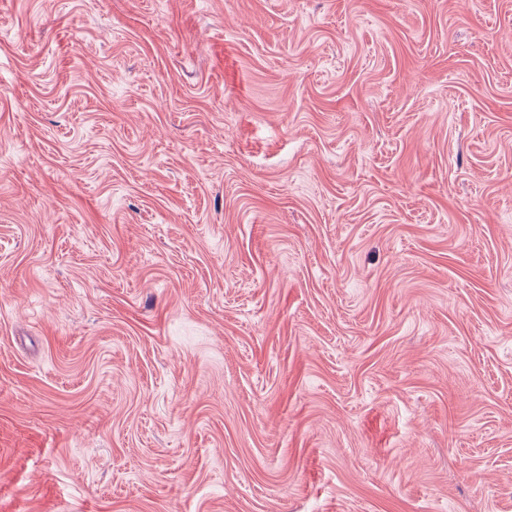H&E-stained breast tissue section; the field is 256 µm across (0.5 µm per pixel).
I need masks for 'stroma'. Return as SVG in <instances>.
I'll use <instances>...</instances> for the list:
<instances>
[{
  "instance_id": "35a3bbf8",
  "label": "stroma",
  "mask_w": 512,
  "mask_h": 512,
  "mask_svg": "<svg viewBox=\"0 0 512 512\" xmlns=\"http://www.w3.org/2000/svg\"><path fill=\"white\" fill-rule=\"evenodd\" d=\"M0 512H512V0H0Z\"/></svg>"
}]
</instances>
